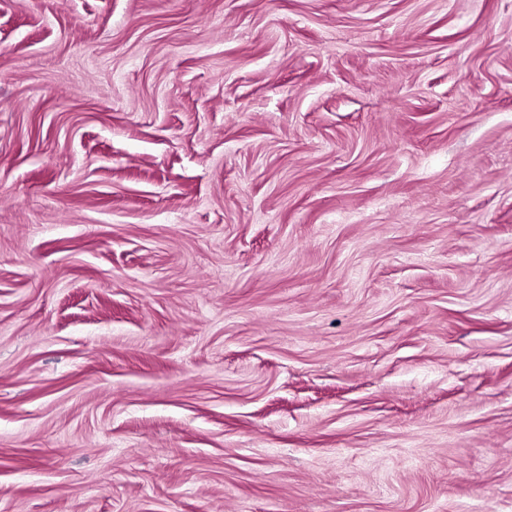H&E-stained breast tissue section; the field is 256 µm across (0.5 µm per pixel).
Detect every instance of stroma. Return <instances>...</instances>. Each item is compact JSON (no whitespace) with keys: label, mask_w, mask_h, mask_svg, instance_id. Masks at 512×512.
Masks as SVG:
<instances>
[{"label":"stroma","mask_w":512,"mask_h":512,"mask_svg":"<svg viewBox=\"0 0 512 512\" xmlns=\"http://www.w3.org/2000/svg\"><path fill=\"white\" fill-rule=\"evenodd\" d=\"M0 512H512V0H0Z\"/></svg>","instance_id":"stroma-1"}]
</instances>
